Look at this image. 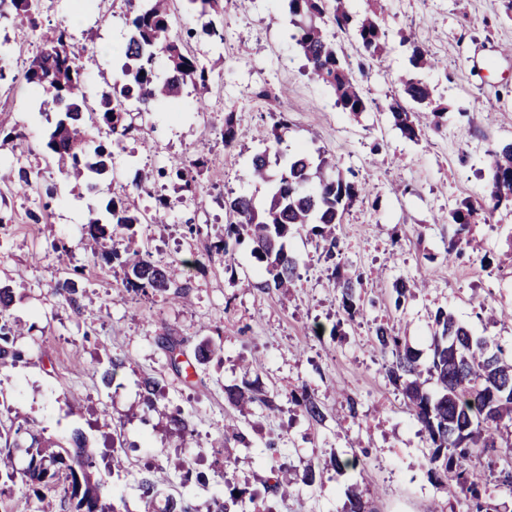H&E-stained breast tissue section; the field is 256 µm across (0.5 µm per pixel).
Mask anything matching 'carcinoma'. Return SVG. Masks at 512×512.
Wrapping results in <instances>:
<instances>
[{"mask_svg": "<svg viewBox=\"0 0 512 512\" xmlns=\"http://www.w3.org/2000/svg\"><path fill=\"white\" fill-rule=\"evenodd\" d=\"M38 2L0 0V8H9L19 25L34 28ZM345 2L288 0V12L294 20L292 38L311 74L334 90L337 105L343 111L357 114L367 110L369 101L351 64L326 32L331 23L340 29L351 24ZM127 4L133 17L123 49L126 63L121 79L113 83L112 93L103 96L99 108L88 107L84 92L85 74L96 59L86 47L72 41L66 29L55 31L25 71L26 83L51 99L59 112L47 135L46 148L62 173L86 171L94 179L112 170V146L119 144L130 130L125 124L129 112H149L156 104L179 97L188 83L202 94L208 91L207 67L173 32L171 0H127ZM355 34L368 57L380 54L386 31L376 18L367 15L356 22ZM402 43L411 49L413 68L437 66V61L411 35H402ZM160 54L169 65V73L161 81L154 71L155 58ZM388 111L401 132L413 140L428 129L438 128L448 106L434 99L428 84L409 73L399 77L398 97L388 105ZM287 126L284 113H278L272 125V144L252 157V178L269 180L271 162L281 160L280 130ZM243 137L245 133L238 131L232 115L225 116L224 145L232 147ZM491 155L488 194L449 210L448 223L454 229L450 252L459 244L471 247L474 238L469 235L470 226L490 222L502 205L512 203V142L498 146ZM360 192L355 183L336 173L335 164L327 157L320 155L312 162L304 155L291 154L273 186L267 207L259 208L253 198L244 194L225 198L224 208L232 220L225 227L224 238L213 248L228 256L234 245L250 238L253 257L265 264L266 278L260 287L286 291L300 279V259L287 247L290 234L308 227L312 235L322 239L325 261L336 259L340 255L337 224ZM107 212L115 228L107 229L99 219L91 220L87 227L86 234L93 242L91 254L107 263L117 262L125 269L129 287L168 294L178 272L133 247L135 239L130 230L140 223V217L120 199L110 200ZM119 228L129 231L128 244L121 249L114 240ZM336 288L347 315L353 318L359 314L363 308L360 278L339 279ZM12 306V293L0 288L1 360L21 358V353L10 347ZM434 324L433 354L425 365L419 353L403 344L401 336L388 324L375 327L374 345L392 355L385 376L393 386L402 388L427 437L429 479L451 495H469L475 512H483L482 474L470 462L475 455H512V442L503 437V430L512 428V356H506L495 340L474 335L443 308L436 310ZM424 374L434 381L435 392L423 389ZM224 401L240 412L249 405L271 412L279 410L272 397L246 382L225 385ZM296 403L307 420L320 423L325 419L323 404L314 395L304 392ZM23 435L30 437L26 450L30 459L27 467L19 469L11 447L18 446ZM0 440L5 448L0 452V479L20 483L28 496L45 503L46 512H54L47 497L56 491L62 476L66 481L62 502L71 506V512H122L106 481L92 477L90 469L95 461L82 431L73 430L63 446L29 428L0 422ZM167 483L169 476L163 470L141 478L144 512H153L154 495L159 486Z\"/></svg>", "mask_w": 512, "mask_h": 512, "instance_id": "obj_1", "label": "carcinoma"}]
</instances>
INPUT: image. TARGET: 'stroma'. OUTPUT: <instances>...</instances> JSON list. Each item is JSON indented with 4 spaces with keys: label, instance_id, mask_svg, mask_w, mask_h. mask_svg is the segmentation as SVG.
Wrapping results in <instances>:
<instances>
[{
    "label": "stroma",
    "instance_id": "1",
    "mask_svg": "<svg viewBox=\"0 0 512 512\" xmlns=\"http://www.w3.org/2000/svg\"><path fill=\"white\" fill-rule=\"evenodd\" d=\"M386 50L365 59L353 31L336 32L351 65L365 64L366 112L336 105L332 89L314 79L293 38L287 0H224L223 15L175 0L176 31L209 70V90L193 87L134 116L132 129L112 156L113 173L88 181L58 170L45 149L56 108L26 84L23 74L47 36L67 27L87 45L97 65L85 76L89 106L111 92L120 73L119 49L130 15L125 0H41L36 29L0 14V123L25 136L0 138V285L12 289L10 321L21 325L13 346L25 357L0 365V420L33 421L44 437L66 442L83 430L93 451L96 477L123 496L127 512H144L136 486L147 471H169L156 507L185 494L196 512L222 497L225 483L255 494L264 512H343L348 492L361 493L374 512H469L464 497L449 498L424 467L428 443L402 391L388 382L391 361L372 345L376 324L393 325L407 343L431 353L437 309L450 312L475 335L512 349V321L488 322L489 310L512 311V210L473 228L480 251L449 253L448 209L477 200L486 190L491 150L512 141V16L504 0H381ZM224 28L223 42L202 32L208 22ZM412 30L438 61L419 76L447 104L440 130L420 141L405 138L386 106L398 75L409 70L400 31ZM284 112L283 152L326 154L351 181L365 184L336 234L340 254L324 261L315 237L300 231L291 247L301 259V279L288 294L260 286L264 268L249 242L235 246L232 263L208 253L224 235L230 194L264 203L268 185L249 177L251 158L266 145L272 116ZM233 114L248 136L224 146V116ZM197 161L195 183L185 192L175 177H160L173 160ZM26 168L31 188L18 185ZM169 198L161 224H138L135 239L154 260L179 268L184 301L128 290L120 266L98 264L84 250L90 219H107L111 198L131 210L153 213L156 196ZM69 253L59 256L54 244ZM361 275L363 313L348 318L336 277ZM75 279V301L54 288ZM421 281L396 304L398 280ZM180 340L182 362L193 361L200 340H211L218 359L184 376L172 367L162 337ZM122 360L111 383L101 373ZM159 381L154 407H146L138 381ZM249 382L274 395L277 412L255 406L238 425L250 448L224 461V418L232 410L224 387ZM324 405L325 419H305L292 401L301 389ZM358 403L350 416L347 398ZM188 417L190 430H173L169 417ZM125 470L112 472L113 456ZM356 467L337 468V460ZM200 481L182 487L178 462ZM506 456L473 458L486 474L483 497L492 512H512V491L501 483ZM286 465L292 485L271 492V471ZM322 480L306 486V468Z\"/></svg>",
    "mask_w": 512,
    "mask_h": 512
}]
</instances>
